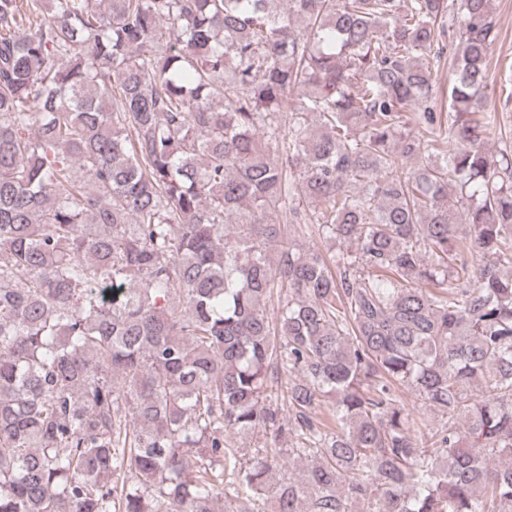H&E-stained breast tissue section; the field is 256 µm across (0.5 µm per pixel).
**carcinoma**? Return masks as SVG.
Returning <instances> with one entry per match:
<instances>
[{
    "label": "carcinoma",
    "mask_w": 512,
    "mask_h": 512,
    "mask_svg": "<svg viewBox=\"0 0 512 512\" xmlns=\"http://www.w3.org/2000/svg\"><path fill=\"white\" fill-rule=\"evenodd\" d=\"M496 38L494 0H0V512H512ZM259 434L296 476L227 469ZM456 22V21H455ZM458 26V22H456V27L453 26L448 31V21L446 34L442 37V41L439 43V47L442 52L441 59L436 61L434 68V76H435V92L438 107L448 106V88L450 82V73H451V61L457 52V38H456V28ZM399 394L402 402L411 411L412 418L415 421L414 437L418 440L423 439L422 442H425L430 437V431L440 425V416L434 410L422 405L406 389H401Z\"/></svg>",
    "instance_id": "obj_1"
}]
</instances>
